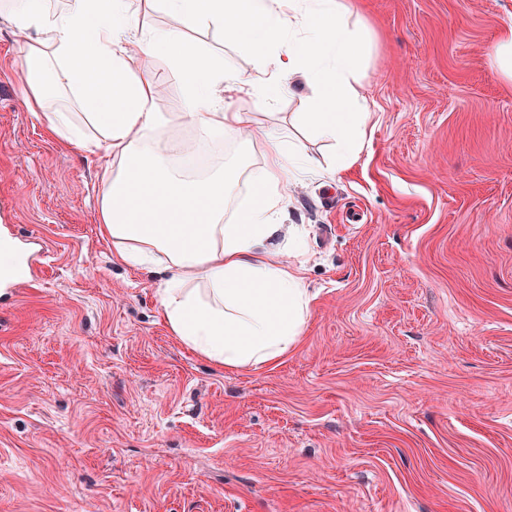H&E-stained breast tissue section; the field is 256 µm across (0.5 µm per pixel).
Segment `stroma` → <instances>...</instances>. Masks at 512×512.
<instances>
[{"label":"stroma","instance_id":"obj_1","mask_svg":"<svg viewBox=\"0 0 512 512\" xmlns=\"http://www.w3.org/2000/svg\"><path fill=\"white\" fill-rule=\"evenodd\" d=\"M347 5L369 29L364 145L293 188L310 316L278 364L241 370L113 264L102 154L23 108L0 17V229L45 252L0 292V512H512V85L488 68L512 0ZM295 91L232 108L330 161Z\"/></svg>","mask_w":512,"mask_h":512}]
</instances>
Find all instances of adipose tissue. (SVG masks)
Listing matches in <instances>:
<instances>
[{"instance_id":"adipose-tissue-1","label":"adipose tissue","mask_w":512,"mask_h":512,"mask_svg":"<svg viewBox=\"0 0 512 512\" xmlns=\"http://www.w3.org/2000/svg\"><path fill=\"white\" fill-rule=\"evenodd\" d=\"M7 2L24 48V107L64 141L85 142L89 127L99 133L93 145L109 158L99 222L113 261L161 272L164 321L194 352L233 370L278 362L298 342L311 297L302 263L271 244L283 231L289 185L318 163L288 135L233 111L231 100L250 92L276 100L302 75L313 95L301 117L335 147L327 173L350 167L366 130V114L353 105L367 43L343 0H155L178 25L138 34L143 0H70L58 14L47 11L45 0ZM206 24L225 42L260 53L263 65L244 75L212 58L191 38ZM159 55L182 76L184 110L176 116L157 110L150 70L135 76L129 67ZM62 92L84 109L83 123L54 108ZM184 122L194 126L196 140L228 136L242 149L261 141L262 163L233 162L203 178L182 174L162 143ZM242 180L255 197L235 210Z\"/></svg>"}]
</instances>
